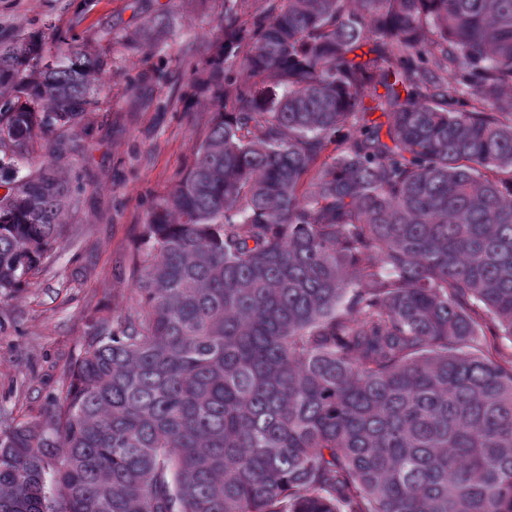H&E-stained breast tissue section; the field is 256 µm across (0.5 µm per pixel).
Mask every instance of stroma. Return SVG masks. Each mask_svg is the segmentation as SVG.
I'll return each mask as SVG.
<instances>
[{
  "label": "stroma",
  "mask_w": 512,
  "mask_h": 512,
  "mask_svg": "<svg viewBox=\"0 0 512 512\" xmlns=\"http://www.w3.org/2000/svg\"><path fill=\"white\" fill-rule=\"evenodd\" d=\"M224 0H0V30L94 36L110 69L88 121L89 149L72 161L83 200L54 259L27 288L0 298V428L42 417L64 396L68 366L97 317L134 308L129 260L159 199L191 162L209 112L191 87L207 47L221 36ZM167 14L162 36L125 41L144 17Z\"/></svg>",
  "instance_id": "stroma-1"
}]
</instances>
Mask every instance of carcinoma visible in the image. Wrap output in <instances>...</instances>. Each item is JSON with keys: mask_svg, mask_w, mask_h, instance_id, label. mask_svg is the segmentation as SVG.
<instances>
[{"mask_svg": "<svg viewBox=\"0 0 512 512\" xmlns=\"http://www.w3.org/2000/svg\"><path fill=\"white\" fill-rule=\"evenodd\" d=\"M222 25L135 311L0 428V512H512V355L481 350L488 319L512 342V0H224ZM58 43L0 33L1 296L80 203L68 132L108 61Z\"/></svg>", "mask_w": 512, "mask_h": 512, "instance_id": "1", "label": "carcinoma"}]
</instances>
